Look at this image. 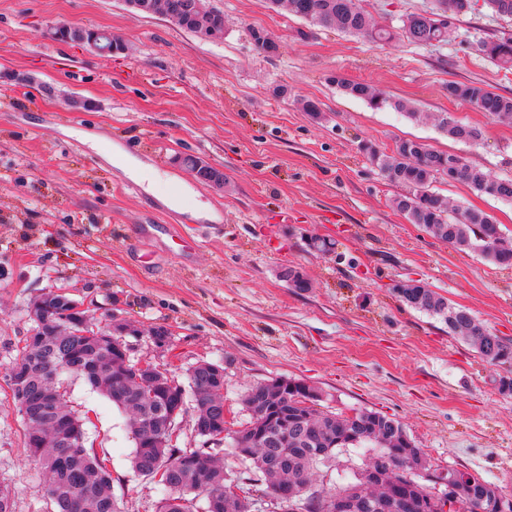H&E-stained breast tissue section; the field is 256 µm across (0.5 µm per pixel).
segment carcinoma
Returning <instances> with one entry per match:
<instances>
[{"label": "carcinoma", "mask_w": 512, "mask_h": 512, "mask_svg": "<svg viewBox=\"0 0 512 512\" xmlns=\"http://www.w3.org/2000/svg\"><path fill=\"white\" fill-rule=\"evenodd\" d=\"M145 14L165 18L190 8L191 0H143ZM436 7L406 15L392 31L377 27L362 0H268L273 10L288 13L312 26L335 29L370 42L403 39L417 46L445 44L452 37L455 21L474 9L473 0H459L460 8L448 11V0H436ZM483 7L497 17H512V0H483ZM209 33H224V11L210 6L204 22ZM475 55L504 69L512 70V36L480 37L470 43ZM347 95L366 103L373 110L392 109L416 119L419 112L376 87L336 76L332 79ZM448 97L468 102L494 122L512 126V97L476 83L448 81ZM438 129L448 138L477 146L483 139L480 127L448 114L438 118ZM360 150L392 183L404 188L394 199L395 207L412 224L422 226L432 237L459 250L478 254L498 267H512V246L506 243L496 219L478 209L450 208L448 199L433 188L439 179L463 184L479 195L512 204V178H492L457 153L437 151L419 139H400L389 152L371 142ZM280 278L292 288H310L303 274L284 267ZM399 301L441 320L448 335L471 346L492 364H512V342L486 328L466 307L447 298L419 280H402L392 287ZM71 298L54 295L50 313L33 329L44 336L40 342H26L17 350L21 362H12L34 372L32 397L41 388L61 387L48 365L58 361L56 326L69 310ZM70 351L98 371L83 378L102 391L117 407L130 415L135 443L134 471L160 487L156 512H197L194 498L215 497L218 506L206 512H264L274 506L288 512H329L328 500L358 494L359 505L352 512H444L445 502L434 499L432 491L419 482L432 465L415 445L404 426L395 418L360 410L351 415L319 409L321 395L305 380L276 377L252 386L242 404L249 419L240 429L226 428L224 418L213 408L224 405V382L201 367L186 374V383L174 385L168 378L146 367L137 369L126 354L128 344L98 348L86 336L65 337ZM190 411L200 422L198 435L205 441L232 439L239 471L227 472L210 454L199 449L183 450L173 445L178 425L167 427L170 412ZM80 418L58 397L57 414L32 432L25 430L29 454L48 476L47 492L57 495L53 512H119L112 496V481H102L103 461L87 448L70 450L60 445L58 432L76 426ZM371 444L373 461L397 460L400 467L386 473L377 485L363 478L340 485L319 495L312 491L313 475L336 458V451L350 446ZM490 482L467 475L459 496L481 498Z\"/></svg>", "instance_id": "1"}]
</instances>
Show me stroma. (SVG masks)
Instances as JSON below:
<instances>
[{"instance_id": "35a3bbf8", "label": "stroma", "mask_w": 512, "mask_h": 512, "mask_svg": "<svg viewBox=\"0 0 512 512\" xmlns=\"http://www.w3.org/2000/svg\"><path fill=\"white\" fill-rule=\"evenodd\" d=\"M213 2L224 10L220 41L135 15L124 0H0V483L14 512H52L7 372L31 332V301L54 289L98 325L122 320L132 360L166 364L180 380L198 361L222 365L227 424L246 421L251 385L301 378L323 409L395 418L433 468L477 475L512 500V394L498 389L507 366L391 292L398 280L424 281L512 340V268L409 223L392 204L399 187L358 148L368 140L388 152L418 138L512 177V128L445 91L454 80L512 96V71L469 49L478 36L512 35V19L482 8L457 21L455 41L417 47L314 28L267 0ZM59 24L111 32L122 49L103 56L46 36ZM255 28L277 53L257 50ZM336 75L415 105L422 120L371 109ZM440 112L479 126L481 145L440 133ZM86 132L101 145L130 143L136 159L182 183L178 236L163 245L139 236L161 213ZM186 154L222 168L224 188L195 181L175 161ZM438 190L512 237V205L458 183ZM315 234L335 240V252H308ZM287 266L308 290L280 279ZM159 326L169 330L162 348L150 336ZM61 380L87 420L86 448L108 462L121 512H154L161 493L131 468L125 413L84 379Z\"/></svg>"}]
</instances>
